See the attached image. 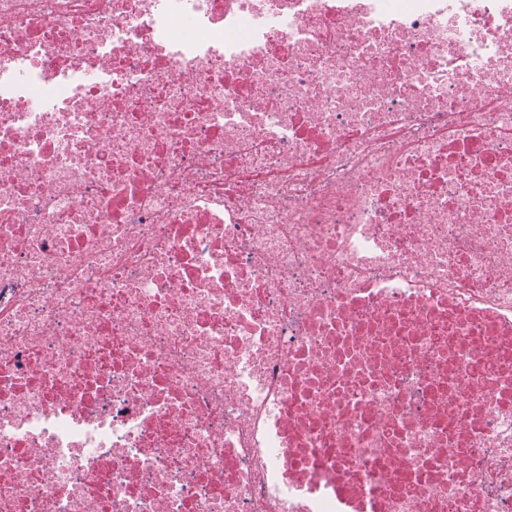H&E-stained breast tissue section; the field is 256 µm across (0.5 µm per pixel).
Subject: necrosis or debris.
Listing matches in <instances>:
<instances>
[{
  "label": "necrosis or debris",
  "instance_id": "necrosis-or-debris-1",
  "mask_svg": "<svg viewBox=\"0 0 512 512\" xmlns=\"http://www.w3.org/2000/svg\"><path fill=\"white\" fill-rule=\"evenodd\" d=\"M0 512H512V0H0Z\"/></svg>",
  "mask_w": 512,
  "mask_h": 512
}]
</instances>
